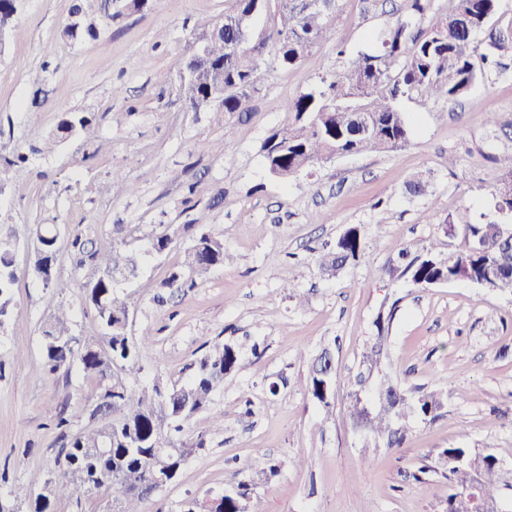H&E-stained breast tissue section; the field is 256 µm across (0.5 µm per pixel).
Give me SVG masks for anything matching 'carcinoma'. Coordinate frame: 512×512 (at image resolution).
Instances as JSON below:
<instances>
[{
  "label": "carcinoma",
  "mask_w": 512,
  "mask_h": 512,
  "mask_svg": "<svg viewBox=\"0 0 512 512\" xmlns=\"http://www.w3.org/2000/svg\"><path fill=\"white\" fill-rule=\"evenodd\" d=\"M273 11V25L265 44L271 46L274 61L281 67L299 65L311 50L330 39L328 13L307 11L300 0H235L234 8L224 14V35L212 42L209 63L195 84L181 88L191 107L202 106L216 115L252 110V91L260 78V69L250 44L230 55L225 45L235 39L248 38L255 17ZM92 0H74L72 22L65 33L83 38L97 37L91 18ZM498 11V0H448V11L427 28L414 31L401 21L381 36L379 54L359 53L323 86L282 104L288 123L271 134L263 143L268 173L288 180L306 168L335 155L360 152L394 151L407 144L408 125L397 107L402 97L413 96L455 101L466 96L472 85L498 66L496 54L512 45V28L490 26ZM485 33L484 43L476 35ZM224 88V102L209 101V92ZM80 123L83 133L91 131L93 118L83 112L62 113L56 133L45 141L53 149L64 140L62 130ZM500 165L494 185L496 211H512V153L493 157ZM107 194L123 196L135 188L116 177L106 183ZM191 235L192 244L184 251V266L199 276L224 264V241L201 231L195 224L182 226ZM446 233L459 234L460 249L443 256L434 245L422 256L411 260L401 254L397 265L386 270L392 279L407 276L419 288H430L439 281H483L496 291L512 295V251L504 246L501 224L446 225ZM72 247L97 265L99 276L87 287L86 299L97 313L101 326L100 339L80 341L71 335L69 314L59 308L43 330L45 369L57 373L77 366L98 383L94 405L88 408L90 418L103 423L86 431L67 435L70 419L66 410L59 411L56 427L68 441L61 449L64 473L48 495L31 502L30 512H50L51 499L69 496L77 490L95 493L102 489L123 503L122 512H145L150 493L136 491L132 482L144 479L147 467H168L180 472L191 450L183 449L175 458L158 455L159 448H174L184 422L213 403L214 394L227 379L238 372L239 349L229 343L205 355L198 364L192 381L180 387H168L160 380L139 390L129 387L143 372L142 357L149 345L148 334L135 340L127 334L130 308L121 288L129 279L108 277L111 269L138 273L137 258L112 247L109 253L90 250L87 241L74 236ZM364 250V240L355 227L347 229L332 249L322 248L319 267L323 274L334 277ZM57 235L45 227L37 234L35 271L43 276L58 261ZM0 268H14V244L0 237ZM398 311L397 303L380 312L374 320L375 331L366 344L356 374V389L350 392V415L361 414L358 394L371 389L378 397L392 400L393 420L380 411L367 419V437L377 446L402 448L411 434V423L433 422L445 407V393L406 388L388 370L378 371L380 360L388 358L389 333ZM334 362L330 350L311 359L303 380L312 400L328 409L335 395ZM497 455L488 449L450 447L440 449L435 459L423 463L412 474L422 482L432 474L448 481V499L443 512H478L475 497L496 503L494 512H512V500L500 503V468ZM248 480L231 486L222 497V512H239L242 499L249 500L248 512H261V498L251 493L255 484H270L278 466L266 454L256 452L250 461ZM109 475L104 486L94 482V475Z\"/></svg>",
  "instance_id": "cac0c4a2"
}]
</instances>
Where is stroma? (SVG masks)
<instances>
[{
  "instance_id": "stroma-1",
  "label": "stroma",
  "mask_w": 512,
  "mask_h": 512,
  "mask_svg": "<svg viewBox=\"0 0 512 512\" xmlns=\"http://www.w3.org/2000/svg\"><path fill=\"white\" fill-rule=\"evenodd\" d=\"M72 4L21 0L0 42V234L17 242V282L0 319V503L28 512L27 503L10 497L11 485L36 496L60 478L59 410H66L70 432L93 425L87 408L95 380L76 369L42 370V331L58 306L69 309L73 336L100 332L85 289L98 269L78 261L71 247L78 233L101 250L122 245L139 260L123 293L133 314L128 335H151L141 381L158 375L186 384L199 360L223 343L245 358L212 410L185 423L177 444L191 454L146 512H181L186 502L237 484L259 451L280 467L259 489L264 512H442L447 480L433 475L418 483L410 474L455 446L486 448L504 461L503 495L511 497L512 297L465 282L422 289L388 280L383 270L431 242L454 253L460 240L445 234L449 222L497 220L492 158L512 151V52L466 99H400L410 129L401 149L341 156L280 181L262 154L265 139L288 121L280 103L334 75L344 58L378 52L380 33L405 19L404 0H335L330 42L293 68L263 66L252 111L221 120L192 109L178 83L160 78L234 0H149L137 13L120 11L117 0H95L94 40L65 36ZM340 48L345 57L337 56ZM474 101L497 112L499 128L470 111ZM70 110L92 113L90 133L39 154ZM201 140L223 143V154L195 151ZM19 152L28 162L10 166ZM418 172L432 197L407 193L406 181ZM117 175L136 193H102ZM42 224L58 234L55 288L34 269ZM186 224L224 241L227 259L206 277L182 269ZM354 226L363 252L338 277H323L312 246L335 244ZM162 231L173 244L160 255L152 235ZM175 270L185 286L172 297L164 283ZM287 281L294 292L283 291ZM393 301L400 309L390 332L392 373L405 386L436 388L447 398L434 422L413 423L405 446L390 449L356 432L348 404L373 322ZM326 345L336 367L327 410L298 383L309 357ZM274 382L281 385L275 394ZM215 410L224 414L220 431L211 425Z\"/></svg>"
}]
</instances>
